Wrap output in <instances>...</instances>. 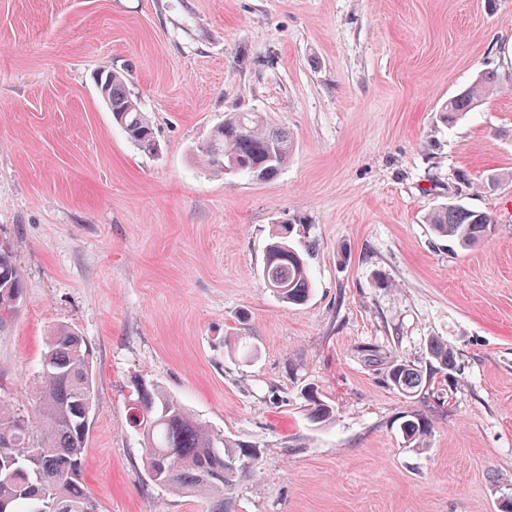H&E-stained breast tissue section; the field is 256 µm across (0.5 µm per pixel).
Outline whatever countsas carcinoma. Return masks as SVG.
<instances>
[{"mask_svg": "<svg viewBox=\"0 0 512 512\" xmlns=\"http://www.w3.org/2000/svg\"><path fill=\"white\" fill-rule=\"evenodd\" d=\"M100 81L115 122L141 151H156L150 122L126 91L122 75L108 71ZM498 86L496 72L478 75L442 106L440 122L454 123ZM198 153L205 164L224 175L272 179L288 164L293 142L285 129L270 125L258 112H230L210 130ZM429 224L436 237L464 249L495 231L488 213L456 204L439 207ZM288 232L284 225L281 234H273L264 252L262 278L282 302L302 305L310 296L312 281L303 256L288 241ZM22 288L13 243L0 239L1 328L16 316ZM427 354V370L403 358L389 366L387 379L403 396L423 391L430 381L427 371L452 374L457 369L455 351L440 339H430ZM37 384L35 419L0 404V512H97L83 478L86 416L94 394L92 355L77 332L59 326L50 333ZM304 396L312 420L332 419V407L313 391L305 390ZM128 422L142 436L144 466L152 481L206 500L207 512H236V487L260 471L256 448L226 439L161 390L136 385ZM431 430L432 422L420 414L400 425L404 441L418 446L424 445ZM32 449L37 455L30 462L26 455Z\"/></svg>", "mask_w": 512, "mask_h": 512, "instance_id": "obj_1", "label": "carcinoma"}]
</instances>
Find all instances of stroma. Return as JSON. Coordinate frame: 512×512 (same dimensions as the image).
<instances>
[{"label":"stroma","instance_id":"stroma-1","mask_svg":"<svg viewBox=\"0 0 512 512\" xmlns=\"http://www.w3.org/2000/svg\"><path fill=\"white\" fill-rule=\"evenodd\" d=\"M121 73L159 149L114 125L96 77ZM499 89L454 125L483 71ZM230 112L288 129L270 180L194 150ZM494 186H486L488 177ZM496 230L462 250L427 216ZM290 228L313 280L283 303L262 258ZM23 295L0 329V400L33 415L50 328L92 353L84 487L99 512H206L153 483L127 422L157 386L261 452L238 512H500L512 498V0H0V238ZM454 377L388 383L427 341ZM334 409L312 421L303 388ZM433 426L404 444L406 417ZM499 86L497 72L486 71L478 75V78L467 89L456 96L449 98L439 113L440 122L444 125L454 123L463 112H470L481 102L482 97L494 91ZM432 233L448 239L460 248H468L495 231L493 218L486 212L449 204L439 207L429 217ZM429 356V376L427 367L423 369L406 359L393 361L387 370V379L390 384L405 397H413L422 393L427 382H430L431 372L448 371L453 374L457 369L456 353L451 346L438 338H431L427 345Z\"/></svg>","mask_w":512,"mask_h":512}]
</instances>
